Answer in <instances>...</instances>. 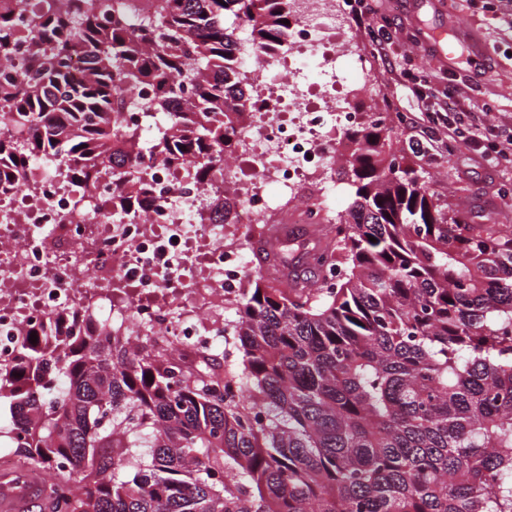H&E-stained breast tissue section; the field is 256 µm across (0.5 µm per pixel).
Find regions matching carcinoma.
Segmentation results:
<instances>
[{
	"instance_id": "cac0c4a2",
	"label": "carcinoma",
	"mask_w": 512,
	"mask_h": 512,
	"mask_svg": "<svg viewBox=\"0 0 512 512\" xmlns=\"http://www.w3.org/2000/svg\"><path fill=\"white\" fill-rule=\"evenodd\" d=\"M285 19L288 0H37L23 79L0 88V156L110 176L123 216L153 199V168L220 181L252 118L239 60ZM23 39L0 11V59ZM134 108L144 125L118 120ZM385 131L372 116L345 132L356 190L336 235L283 242L336 282L247 270L224 321L235 361L158 347L146 325L137 349L119 323L17 338L0 438L48 474L54 512H512V229L464 223Z\"/></svg>"
}]
</instances>
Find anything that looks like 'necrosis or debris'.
Wrapping results in <instances>:
<instances>
[{"mask_svg": "<svg viewBox=\"0 0 512 512\" xmlns=\"http://www.w3.org/2000/svg\"><path fill=\"white\" fill-rule=\"evenodd\" d=\"M294 23L278 47L247 64L254 117L239 137L229 167L250 164L238 182L234 221L271 218L275 207L300 205L315 224L333 185L326 177L347 146L337 130L362 123L337 65L336 29L344 0H288ZM152 178L157 204L117 221L105 201L112 183L88 191L71 186L64 170L29 169L0 187V361L10 360L18 335L62 308L77 314L85 289L98 290L109 321L148 325L183 351L212 348L223 335L211 309L233 300L246 270L240 250L224 246V227L199 224L223 183L202 186L184 170ZM280 185L272 199L267 184ZM128 285L129 302L112 301L111 279Z\"/></svg>", "mask_w": 512, "mask_h": 512, "instance_id": "1", "label": "necrosis or debris"}]
</instances>
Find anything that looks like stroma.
I'll return each instance as SVG.
<instances>
[{"instance_id": "obj_1", "label": "stroma", "mask_w": 512, "mask_h": 512, "mask_svg": "<svg viewBox=\"0 0 512 512\" xmlns=\"http://www.w3.org/2000/svg\"><path fill=\"white\" fill-rule=\"evenodd\" d=\"M376 7L397 29L412 68L443 88L491 101L490 120L499 136L512 135V61L503 55L504 50L512 51V22L505 19L508 8L502 0H378ZM437 30L447 31L453 50L434 43L431 34ZM339 65L352 79L357 104L387 109V125L399 156L430 181L441 202L462 212L469 222L491 216L512 227V165L488 164L481 151L461 141L450 151L434 141L427 157L416 156L403 120L421 117L424 108L398 85L393 66L371 58L367 77L358 78L348 58H341ZM344 171L339 163L329 174L336 189L326 205L325 223L297 224L284 215L278 222V237L237 224L225 226V238L239 243L246 266L261 268L270 279L279 278L284 273L276 257L281 241L316 243L328 234L330 219L352 203L355 188Z\"/></svg>"}]
</instances>
